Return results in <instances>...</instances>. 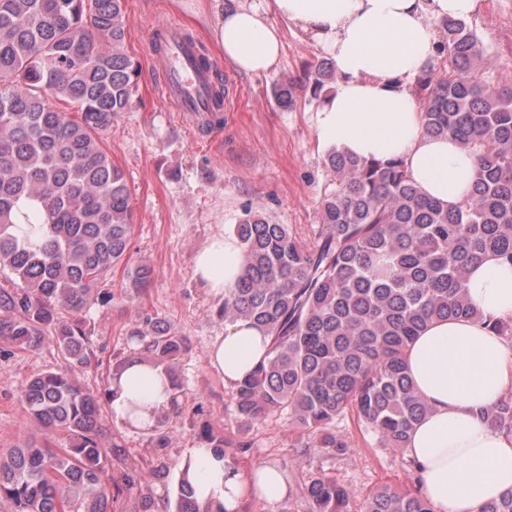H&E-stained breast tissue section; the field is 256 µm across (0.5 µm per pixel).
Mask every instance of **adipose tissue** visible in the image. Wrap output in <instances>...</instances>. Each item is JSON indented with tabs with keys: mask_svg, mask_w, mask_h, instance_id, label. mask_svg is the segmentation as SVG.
<instances>
[{
	"mask_svg": "<svg viewBox=\"0 0 512 512\" xmlns=\"http://www.w3.org/2000/svg\"><path fill=\"white\" fill-rule=\"evenodd\" d=\"M483 7V0H213L211 34L227 64L258 75L278 65L282 25L298 28L329 54L338 73L335 92L315 116L319 144L362 159H401L421 194L453 207L468 195L479 159L453 139L425 133L415 84L436 54L437 22L470 19ZM194 269L215 295H228L244 271L239 239L213 237L195 253ZM467 288L483 321L431 323L405 356L430 408L406 453L435 512H478L512 490V438L480 415L512 392V342L485 323L512 318V264L487 256L471 268ZM269 346L261 327L237 320L225 323L208 359L231 388L265 359ZM173 396L168 370L134 356L110 380L107 402L117 424L142 429L171 409ZM186 457L196 496L213 512H238L248 496L274 505L290 492L276 464L234 468L202 444Z\"/></svg>",
	"mask_w": 512,
	"mask_h": 512,
	"instance_id": "1",
	"label": "adipose tissue"
}]
</instances>
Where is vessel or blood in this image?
<instances>
[{
	"instance_id": "1",
	"label": "vessel or blood",
	"mask_w": 512,
	"mask_h": 512,
	"mask_svg": "<svg viewBox=\"0 0 512 512\" xmlns=\"http://www.w3.org/2000/svg\"><path fill=\"white\" fill-rule=\"evenodd\" d=\"M148 50L162 65L161 92L172 111L196 118L214 111V72L200 66L202 51L195 40L167 25L151 34Z\"/></svg>"
}]
</instances>
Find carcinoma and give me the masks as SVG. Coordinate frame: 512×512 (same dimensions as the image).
I'll use <instances>...</instances> for the list:
<instances>
[{
  "instance_id": "obj_1",
  "label": "carcinoma",
  "mask_w": 512,
  "mask_h": 512,
  "mask_svg": "<svg viewBox=\"0 0 512 512\" xmlns=\"http://www.w3.org/2000/svg\"><path fill=\"white\" fill-rule=\"evenodd\" d=\"M124 0H0V337L34 351L50 339L64 363L22 389L27 419L66 432L64 448L34 441L0 449V501L12 512H114L109 452L99 443L101 406L75 373L92 363L75 315L99 300L102 275L126 259L132 212L125 174L104 132L132 108L139 62L122 50ZM437 57L416 82L425 132L479 155V173L448 208L416 189L401 161L329 151L318 224L305 238L260 212L236 225L246 256L238 288L224 297V320L244 318L271 337L268 357L232 391L243 432L280 412L303 447L346 453L337 423L349 414L383 448L405 451L429 406L405 365L429 324L476 318L466 282L488 254L512 261V85L483 68L489 47L465 20L436 24ZM336 83L325 58L308 76L323 103ZM291 105L296 83H280ZM77 109V118L58 104ZM145 263L128 267L145 287ZM146 361L168 366L185 339L166 321L129 329ZM512 436V396L483 412ZM212 448H249L212 432ZM181 470L178 512H210ZM309 512H347V488L328 476L307 486ZM361 512H434L419 490L382 485ZM479 512H512V490Z\"/></svg>"
}]
</instances>
